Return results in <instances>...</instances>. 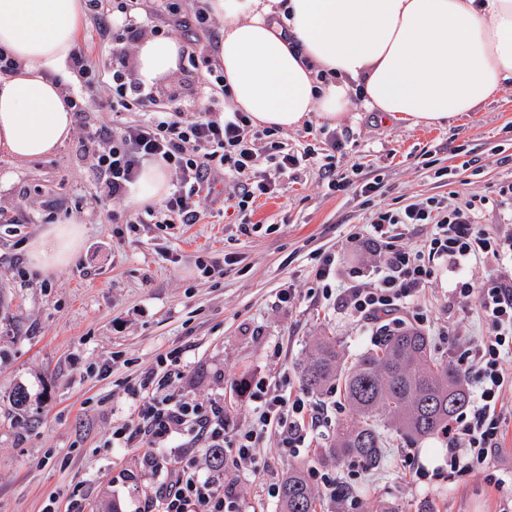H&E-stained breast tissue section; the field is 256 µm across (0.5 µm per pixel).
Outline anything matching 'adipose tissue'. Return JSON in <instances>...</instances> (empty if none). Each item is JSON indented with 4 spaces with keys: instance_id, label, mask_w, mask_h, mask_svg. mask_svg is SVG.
Here are the masks:
<instances>
[{
    "instance_id": "1",
    "label": "adipose tissue",
    "mask_w": 512,
    "mask_h": 512,
    "mask_svg": "<svg viewBox=\"0 0 512 512\" xmlns=\"http://www.w3.org/2000/svg\"><path fill=\"white\" fill-rule=\"evenodd\" d=\"M224 22L219 56L229 103L254 126L291 129L310 116L335 125L363 107L411 126L474 112L512 81V0H207ZM83 0H0V50L18 64L0 80V152L15 160L55 152L74 115L55 74L83 28ZM183 47L150 37L137 48L145 84L177 72ZM166 168L145 164L129 197L139 207L168 192ZM83 229L49 225L29 247L42 272L66 264Z\"/></svg>"
}]
</instances>
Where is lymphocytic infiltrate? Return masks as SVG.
Returning <instances> with one entry per match:
<instances>
[{
  "label": "lymphocytic infiltrate",
  "mask_w": 512,
  "mask_h": 512,
  "mask_svg": "<svg viewBox=\"0 0 512 512\" xmlns=\"http://www.w3.org/2000/svg\"><path fill=\"white\" fill-rule=\"evenodd\" d=\"M188 59L203 70L207 106L195 120L187 121L176 104L157 103L140 81L129 79L120 68L105 71L91 65L83 52L72 55V66L81 78L85 93L67 99L76 114L89 106L88 96L108 88L112 98L107 107L115 113L132 112L136 118L113 130L86 129L85 139L94 144L92 172L96 196L101 200L122 199L137 180L144 163L162 162L175 170L178 181L151 216L161 224L197 223L202 197L210 193L214 174H222L237 194L240 213H247L256 199L275 196L278 187L257 169L250 117L225 111L229 98L224 71L206 45L192 44ZM428 224L430 236L421 248L399 244L398 227ZM363 232L381 242L383 260L370 274L356 270L342 296L345 305L365 323H379L400 312H408L416 326L429 317L414 298L437 278L438 263L464 273L454 289L463 301L476 302L487 334L464 348L460 366L476 385L472 412L459 414L449 425L448 475L456 477L489 466L497 457L501 436L498 403L506 385L512 384V275L504 273L484 281L466 277L471 265L489 258L512 264V229H492L480 224L472 203L448 206L432 199H419L393 208L372 211ZM182 377L180 351L158 357L138 385L127 387L133 417L112 429L110 444L129 448L148 447L144 465L158 480L146 497L142 512H242L232 487L201 476L191 454L169 462L163 450L174 439L188 445L205 444L224 451V463L236 472L254 463L253 449L268 430L277 431L281 447L292 451L305 447L306 420H317L318 412L301 396L270 395L264 379L245 381L244 389L254 402L253 427L231 431L220 403L203 405L181 398L175 391Z\"/></svg>",
  "instance_id": "f902f5d3"
}]
</instances>
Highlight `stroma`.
<instances>
[{"label":"stroma","mask_w":512,"mask_h":512,"mask_svg":"<svg viewBox=\"0 0 512 512\" xmlns=\"http://www.w3.org/2000/svg\"><path fill=\"white\" fill-rule=\"evenodd\" d=\"M124 24V15L113 13L112 34L104 39L97 16L86 14L78 47L96 66L120 65L132 78L137 45ZM200 82L186 64L154 85L153 95L176 101L191 120L204 101ZM113 118L88 110L56 152L33 161L0 154V512H63L70 500L80 512H111L116 504L136 512L156 478L143 465V448H112L107 441L113 426L131 417L126 385L160 355L181 351V396L222 402L231 428L245 429L253 404L239 388L243 380L262 376L276 394L302 395L300 366L316 337H336L349 360L373 348L380 338L376 325L309 291L312 251L338 254L342 280L350 267L379 264V242L349 237L352 226L367 222L372 205L410 197L444 201L454 179L479 202L482 224L496 229L512 222V208L497 203L500 187L512 183V84L443 126L413 127L360 108L334 126L313 119L278 132L288 150L331 153L339 168L355 167L362 178L378 180L373 203L352 189L328 190L312 162L279 174L262 138L255 142L259 166L280 183L278 196L258 198L243 215L220 191L198 223L171 230L129 228L130 199L96 198L92 157L80 137L86 127H113ZM332 134L343 143L340 152L327 142ZM66 221L84 229L78 253L49 275L32 270L29 242ZM202 259L225 264L223 278L202 274ZM458 277L444 267L419 294L430 315L424 332L452 365L460 341L476 342L487 332L476 305L452 295ZM287 283L296 296L283 303L279 292ZM20 388L28 395L22 407L14 402ZM310 401L324 415L307 448L285 454L269 431L254 450V469L223 474L244 512H279L267 489L294 466L324 468L353 490L355 503L338 504L317 488V512L385 506L418 512L425 501L436 512H501L512 500V388L503 397L501 452L493 465L452 480L442 464L427 484L415 481L406 460L425 466L427 449L446 447L443 435L416 440L390 430L378 469L355 471L346 459L323 466L320 449L353 414L333 389Z\"/></svg>","instance_id":"35a3bbf8"}]
</instances>
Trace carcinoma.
<instances>
[{"label":"carcinoma","instance_id":"obj_1","mask_svg":"<svg viewBox=\"0 0 512 512\" xmlns=\"http://www.w3.org/2000/svg\"><path fill=\"white\" fill-rule=\"evenodd\" d=\"M306 389L342 384L356 418L340 427L322 453L324 461L350 458L376 468L385 455L384 428L413 437L443 433L469 402L462 372L438 356L429 337L416 329L397 330L350 366L336 340L315 341L302 367ZM316 494L304 472L291 468L281 486L280 512H316Z\"/></svg>","mask_w":512,"mask_h":512}]
</instances>
